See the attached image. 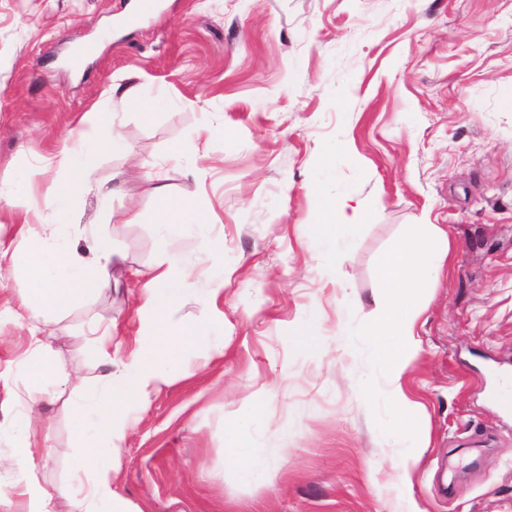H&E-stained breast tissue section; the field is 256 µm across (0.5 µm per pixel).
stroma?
I'll return each instance as SVG.
<instances>
[{"label":"stroma","mask_w":512,"mask_h":512,"mask_svg":"<svg viewBox=\"0 0 512 512\" xmlns=\"http://www.w3.org/2000/svg\"><path fill=\"white\" fill-rule=\"evenodd\" d=\"M159 3L125 24L133 0H0V487L70 475L72 401L109 370L85 332L109 322L122 355L136 348L138 273L165 249L161 215L187 201L210 241L176 240L193 289L169 318L224 346L189 349L148 406L126 405L112 491L127 512H512V411L493 396L512 377V0ZM87 118L123 148L94 155L68 246L89 263L100 236L124 262L117 286L57 312L49 344L70 377L33 403L12 256L21 225L51 220V159ZM101 182L123 189L104 201ZM347 194L370 221L334 267L309 226ZM425 224L449 249L419 296L400 380L419 408L399 423L373 351L341 331L373 319L379 258ZM22 412L53 448L29 473L8 463ZM405 424L426 447L401 448ZM231 435L264 460L257 481L225 464Z\"/></svg>","instance_id":"35a3bbf8"}]
</instances>
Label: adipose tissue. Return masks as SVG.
I'll return each mask as SVG.
<instances>
[{
  "instance_id": "1",
  "label": "adipose tissue",
  "mask_w": 512,
  "mask_h": 512,
  "mask_svg": "<svg viewBox=\"0 0 512 512\" xmlns=\"http://www.w3.org/2000/svg\"><path fill=\"white\" fill-rule=\"evenodd\" d=\"M58 170L59 186L46 202L54 221L42 225L40 231L27 233V247L18 262L26 283L21 305L33 337L26 370L29 396L34 400L52 393L69 377L65 366L43 341L44 335L51 332L54 314L87 290L112 286L110 269L114 254L105 240L93 241L96 259L88 264L73 261L65 243L75 198L90 180L88 164L69 150L59 159ZM368 221L366 210L329 200L311 224V236L321 255L335 266L342 258L339 246L350 228ZM447 241V234L438 228L432 236L396 247L379 262L388 296L378 302L376 315L362 334L371 347L388 349L381 367L391 384H399L413 355V336L420 316L419 310H407L403 301L418 294L441 271ZM174 266L175 255L169 251L142 275L140 310L151 317L154 331L143 338L118 371L100 377L101 396L80 394L73 402L72 429L81 450L80 462L86 467L85 487L63 482L49 490L38 482L28 481L23 492L33 503L31 512H52V503L57 498L67 500L72 512H127L111 489L112 476L119 469L122 455L113 439L132 425L130 419L122 417L120 407L129 400L148 405L154 394L171 383L184 349L204 339L202 330L188 334L168 326L161 312L162 305H175L191 291L189 275L176 274ZM161 285L167 288L163 297L157 293Z\"/></svg>"
}]
</instances>
